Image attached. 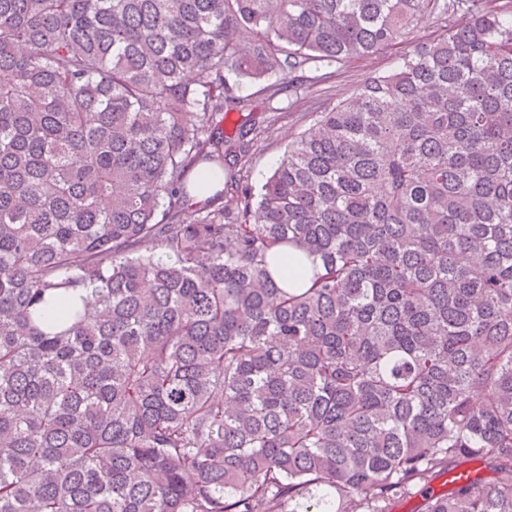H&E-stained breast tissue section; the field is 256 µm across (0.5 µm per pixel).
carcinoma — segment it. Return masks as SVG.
<instances>
[{
	"mask_svg": "<svg viewBox=\"0 0 512 512\" xmlns=\"http://www.w3.org/2000/svg\"><path fill=\"white\" fill-rule=\"evenodd\" d=\"M469 461L419 512H512V0H0V512H392ZM411 49L412 43L408 41L371 58H354L336 64V76L319 86L317 92L300 104L291 105L287 88L278 97V103H274L280 109L266 112L271 127L255 144L249 162L243 168L238 165L231 171L226 170L225 177L231 175L234 179H244L256 189L260 188L282 158L288 141L309 127L316 112L349 97L367 77L388 72L395 57ZM290 256L294 258V264L297 267L298 271L296 275L290 276L286 274L283 270L282 265L279 260H277L276 265L274 266L275 272L278 276L284 278L288 282V288H307L309 286V277L311 275L310 264H305L299 261V257L302 256V252L296 250L294 248L288 249V263L290 266ZM461 467H466L469 469H458L449 475H445L441 478H438L432 481L429 486L436 492L444 491L450 488L449 485H454L457 483H461L463 481L468 480L469 478H474V471H478V475L484 478L485 480H490L493 478L494 474L488 468L483 467V464L480 462H468L463 464ZM473 469V470H470ZM448 479V484L443 485V483Z\"/></svg>",
	"mask_w": 512,
	"mask_h": 512,
	"instance_id": "1",
	"label": "carcinoma"
}]
</instances>
